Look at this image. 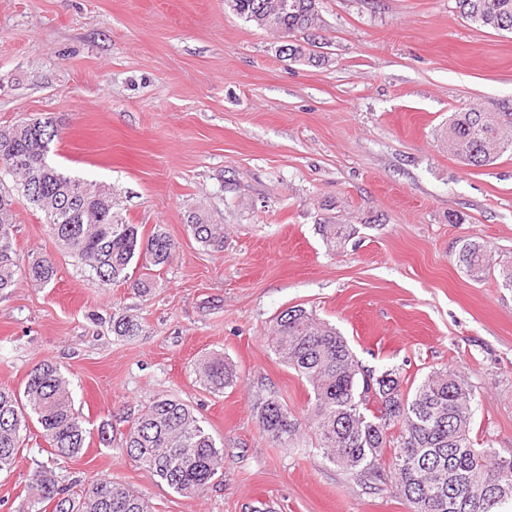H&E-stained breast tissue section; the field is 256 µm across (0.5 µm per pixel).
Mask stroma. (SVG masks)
<instances>
[{
	"mask_svg": "<svg viewBox=\"0 0 512 512\" xmlns=\"http://www.w3.org/2000/svg\"><path fill=\"white\" fill-rule=\"evenodd\" d=\"M321 25L281 35L225 0H0V127L52 118L50 159L112 185L143 234L175 245L147 296L98 287L51 237L11 176L13 246L51 258L46 286L0 294V387L60 365L89 433L61 484L100 478L142 493L152 512H410L394 482L373 491L309 453L276 448L251 412L275 393L306 419L311 386L270 349L276 317L302 307L335 325L362 364L408 383L431 370L474 393L475 447L512 450V291L475 281L455 255L471 239L512 257V149L484 167L442 144L450 113L512 111V34L460 17L455 0H320ZM298 44L320 58H289ZM224 227L190 232V210ZM356 233L328 253L318 224ZM134 316L133 336L112 319ZM223 354L235 387L215 393L196 365ZM187 404L224 446L199 496H182L121 452L154 398ZM107 426L110 446L99 442ZM38 427L0 473V512H22L48 464ZM187 226L200 243L210 246L223 243L224 231L218 224H210L203 209L197 207L189 212Z\"/></svg>",
	"mask_w": 512,
	"mask_h": 512,
	"instance_id": "stroma-1",
	"label": "stroma"
}]
</instances>
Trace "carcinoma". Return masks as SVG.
Wrapping results in <instances>:
<instances>
[{"label": "carcinoma", "instance_id": "carcinoma-1", "mask_svg": "<svg viewBox=\"0 0 512 512\" xmlns=\"http://www.w3.org/2000/svg\"><path fill=\"white\" fill-rule=\"evenodd\" d=\"M226 0L237 15L261 29L292 35L314 27L319 0ZM461 17L479 27L512 32V0H455ZM59 130L49 118L0 128V161L13 163L10 176L20 189L30 187L29 202L41 211L56 244L89 269L98 286L133 281L142 294L158 286L152 268L168 264L172 239L161 228L145 236L118 207L112 187L64 175L48 160L49 144ZM448 153L462 164L482 167L512 146V112L464 108L448 116L443 133ZM9 192L0 190V294L22 281L45 286L55 278L51 260L23 264L12 247L14 212ZM187 226L200 243L224 239L221 226L203 209L189 212ZM318 231L332 252L354 234L351 224L323 221ZM457 263L475 280L491 271L512 289V262H495L485 244L464 242ZM278 358L310 384L314 405L307 422L288 412L274 394L251 402L263 432L279 448H291L302 430L311 432L322 458L355 474L377 491L385 470L396 476L411 512H506L512 506V451L477 449L471 439L474 394L448 369L428 374L412 391L404 390L398 370L377 374L359 363L336 327L305 309L280 314L270 331ZM199 376L217 392L236 386L237 374L221 354L204 358ZM376 405L370 409L369 405ZM36 420L55 462L78 457L87 430L72 409L69 382L57 364L44 361L27 376L23 393L0 387V471L10 470ZM138 468L166 481L183 496L200 495L223 462V446L194 411L171 398L154 399L132 421L121 448ZM389 468H384V465ZM27 512H151L142 495L110 478L87 487L60 484L46 466L27 485Z\"/></svg>", "mask_w": 512, "mask_h": 512}]
</instances>
